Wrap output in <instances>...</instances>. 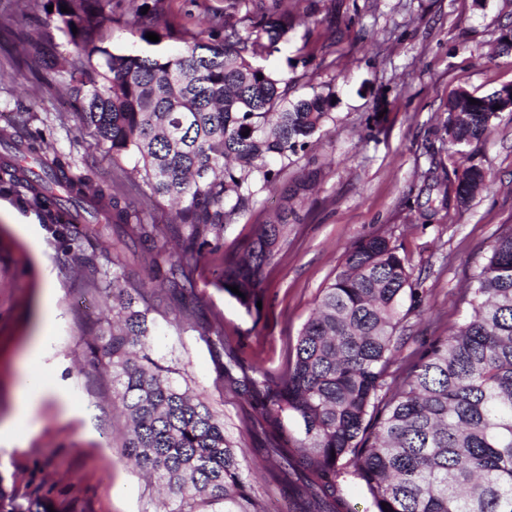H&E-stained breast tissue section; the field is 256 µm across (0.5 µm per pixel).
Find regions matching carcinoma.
<instances>
[{
	"label": "carcinoma",
	"instance_id": "carcinoma-1",
	"mask_svg": "<svg viewBox=\"0 0 512 512\" xmlns=\"http://www.w3.org/2000/svg\"><path fill=\"white\" fill-rule=\"evenodd\" d=\"M57 29L79 50L66 72L84 125L130 157L129 179L150 195L133 208L117 188L69 173L56 157L42 173L0 163V191L38 209L47 224L86 223L83 239L105 250L112 266V325L88 347V366L112 375L128 424L126 457L174 501L166 512H261L251 495L245 456L224 434L209 402L176 384V367L153 357L156 283L189 307L195 273L222 254V285L246 310L257 306L275 258L288 250L286 217L312 185L288 179L311 161L310 149L334 121L335 94L312 84L310 60L300 75L267 69L263 60L292 41L299 22L284 0H224L196 30L164 20V0H130L121 14L144 45L114 49L101 29L111 0H50ZM69 12H61V6ZM148 12H143V8ZM77 32H72V28ZM152 32L157 42L146 39ZM181 44L167 50L168 41ZM512 97V85L486 95L462 90L448 99L444 133L454 146L480 140ZM476 103H470V100ZM485 183L472 164L457 177L465 206ZM276 191L281 211L254 235L223 248L224 227ZM169 202L171 223L149 208ZM131 255L141 277L120 265ZM412 272L390 238L355 242L302 327L275 379L248 365L217 326L203 339L219 377L248 406L253 452L275 461L270 473L288 512H355L342 494L350 476L374 512H512V225L472 274L466 314L435 338L400 378L397 362L404 295L417 305ZM73 512L49 490L28 496L3 486L0 512Z\"/></svg>",
	"mask_w": 512,
	"mask_h": 512
}]
</instances>
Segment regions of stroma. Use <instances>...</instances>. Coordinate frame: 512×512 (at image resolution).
I'll list each match as a JSON object with an SVG mask.
<instances>
[{"instance_id":"1","label":"stroma","mask_w":512,"mask_h":512,"mask_svg":"<svg viewBox=\"0 0 512 512\" xmlns=\"http://www.w3.org/2000/svg\"><path fill=\"white\" fill-rule=\"evenodd\" d=\"M354 19L329 15L331 0H288L295 15L315 6L321 19L299 26L291 45L265 65L289 72V59L304 50L320 60L335 46L332 70L314 80L336 83V121L306 175L316 187L298 212L291 243L273 267L261 310L245 308L217 284L220 266L210 258L196 274L198 308L183 316L161 304L154 352L176 361L183 379L224 419L226 434L243 452L255 442L246 429L245 404L225 388L201 333L221 324L224 339L248 364L278 376L287 351L309 318L322 288L344 253L376 233L391 238L414 272L421 307L409 309L402 355L422 349L464 316L457 303L498 232L512 225V112L500 113L486 135L454 153L438 138L444 105L459 90L489 94L512 84V53L498 51L512 25V0H358ZM48 0H0V160L14 159L26 142H47L75 175L116 184L132 206L145 185L125 173L132 160H113L82 126L78 104L65 89L64 64L77 51L57 28ZM25 42H17V35ZM27 123L14 128L17 115ZM377 115L374 129L365 120ZM480 166L485 185L467 206L444 200L457 174ZM55 288L56 324L36 367L68 400L50 399L37 411L39 426L20 438L0 437V480L32 493L65 488L75 512H164L149 481L124 456L112 384L84 368L89 336L98 329L100 286L81 279L53 225L37 210L0 194V423L11 414L26 371L28 350L41 333L45 284Z\"/></svg>"}]
</instances>
